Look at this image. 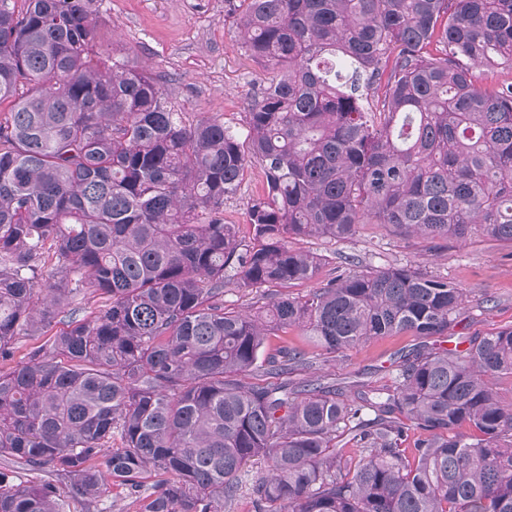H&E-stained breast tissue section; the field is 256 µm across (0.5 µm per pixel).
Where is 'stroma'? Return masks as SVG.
I'll list each match as a JSON object with an SVG mask.
<instances>
[{
    "instance_id": "obj_1",
    "label": "stroma",
    "mask_w": 512,
    "mask_h": 512,
    "mask_svg": "<svg viewBox=\"0 0 512 512\" xmlns=\"http://www.w3.org/2000/svg\"><path fill=\"white\" fill-rule=\"evenodd\" d=\"M96 6L104 49L131 64L149 66L185 123H195L206 112L245 138L249 97L269 70L241 50L236 27L224 16V0H97ZM263 189L260 168L251 166L237 195L224 203L225 221L238 225L242 237L250 235L247 204ZM293 246L325 260L312 282L292 287L296 296L322 286L350 257L366 267L408 265L447 278L463 289L465 303L440 337L389 336L336 357L310 349L311 367L290 374L291 382L367 390L389 383L405 354L438 347L463 351L476 335L512 326V243L475 233L434 249L421 239H401L384 225L362 224L347 240L309 237Z\"/></svg>"
}]
</instances>
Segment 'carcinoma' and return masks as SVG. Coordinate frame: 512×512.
<instances>
[{
	"label": "carcinoma",
	"instance_id": "carcinoma-1",
	"mask_svg": "<svg viewBox=\"0 0 512 512\" xmlns=\"http://www.w3.org/2000/svg\"><path fill=\"white\" fill-rule=\"evenodd\" d=\"M94 2L0 0V457L56 476L0 472V512H66L108 477L138 512H224L254 459L269 467L254 512H512V401L492 387L512 376V327L407 354L354 398L288 382L307 363L296 347L258 364L291 327L329 354L442 336L456 283L349 267L303 298L224 307L229 284L313 280L321 258L293 238L385 224L435 248L512 242V83L476 75L512 69V0H224L272 73L246 149L101 52ZM254 163L246 241L224 201ZM81 294L105 304L83 314ZM22 335L47 339L17 361ZM0 472H4L8 476V480L14 484L27 480L37 481L40 480V477L42 481L54 478V472H52V469H47L46 472L37 476L22 470L17 463L6 458H0Z\"/></svg>",
	"mask_w": 512,
	"mask_h": 512
}]
</instances>
